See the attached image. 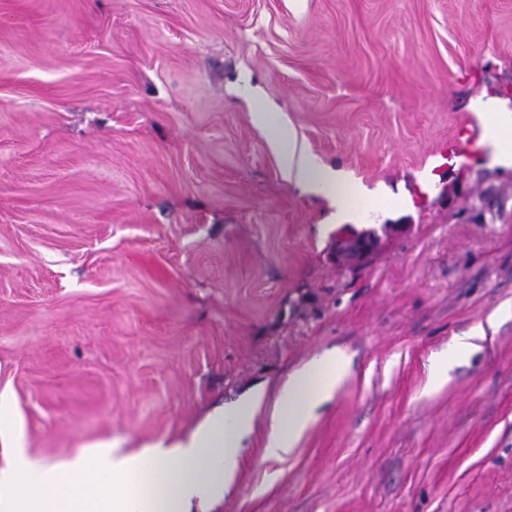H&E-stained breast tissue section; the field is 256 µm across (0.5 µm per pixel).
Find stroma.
I'll return each instance as SVG.
<instances>
[{
	"mask_svg": "<svg viewBox=\"0 0 512 512\" xmlns=\"http://www.w3.org/2000/svg\"><path fill=\"white\" fill-rule=\"evenodd\" d=\"M488 112L512 114V0H0V465L15 436L47 460L186 438L337 348L334 399L284 458L258 413L219 512H512ZM282 124L356 180L345 209L283 177ZM343 228L377 234L367 260H332ZM483 336H485V329L480 324L466 333L465 336L458 337L448 349V355L445 354L437 361L434 370L436 381H442L448 375V366L455 357L476 346L469 341L470 339L482 338Z\"/></svg>",
	"mask_w": 512,
	"mask_h": 512,
	"instance_id": "obj_1",
	"label": "stroma"
}]
</instances>
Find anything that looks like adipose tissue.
<instances>
[{
	"label": "adipose tissue",
	"mask_w": 512,
	"mask_h": 512,
	"mask_svg": "<svg viewBox=\"0 0 512 512\" xmlns=\"http://www.w3.org/2000/svg\"><path fill=\"white\" fill-rule=\"evenodd\" d=\"M274 148L298 189L340 198L348 175L299 147L291 130L278 131ZM346 372L341 352H323L290 373L274 399L254 388L234 406L213 409L185 439H161L137 451L103 441L63 460H43L13 439L14 452L0 467V512H215L241 467L256 414L270 407L267 451L287 456Z\"/></svg>",
	"instance_id": "obj_1"
}]
</instances>
